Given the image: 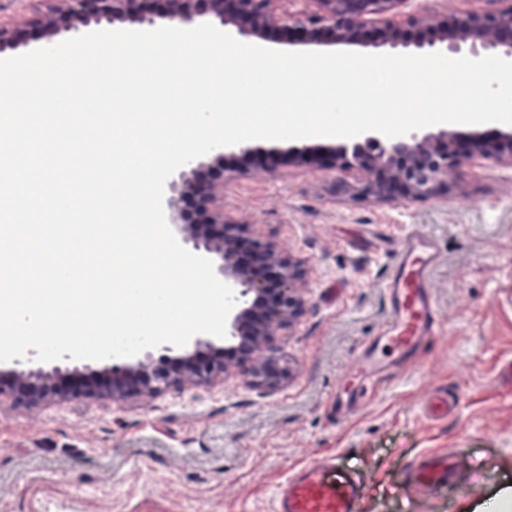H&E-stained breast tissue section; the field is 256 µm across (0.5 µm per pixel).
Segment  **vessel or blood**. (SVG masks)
<instances>
[{
	"instance_id": "1",
	"label": "vessel or blood",
	"mask_w": 512,
	"mask_h": 512,
	"mask_svg": "<svg viewBox=\"0 0 512 512\" xmlns=\"http://www.w3.org/2000/svg\"><path fill=\"white\" fill-rule=\"evenodd\" d=\"M437 261L431 239L414 230L401 237L386 285V324L357 356L352 386L356 396H364L388 375L391 359H413L437 332L441 320L431 294V272ZM334 465L329 458L292 471L277 488L275 512H357L361 488L353 482L336 485L328 481L327 472ZM455 467L453 457L427 453L412 466L410 479L440 489L448 485Z\"/></svg>"
}]
</instances>
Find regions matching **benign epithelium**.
<instances>
[{"label": "benign epithelium", "instance_id": "1", "mask_svg": "<svg viewBox=\"0 0 512 512\" xmlns=\"http://www.w3.org/2000/svg\"><path fill=\"white\" fill-rule=\"evenodd\" d=\"M56 5L38 22L42 31L72 28L76 18L96 22L123 17L152 23L154 17L169 25L191 28L202 16L235 25L247 37L273 35L288 43L361 44L396 49L439 45L457 54L469 49L479 58L489 51L512 60V0H486L489 8L458 13L453 21L440 19L435 9L420 8L416 0H299L305 7L280 13L279 0H54ZM430 30L428 43L413 41V30ZM243 177L277 173L272 151L234 145ZM303 160L331 172L356 178L360 197L381 204L448 200L450 177L467 163L489 162L512 168V133L460 134L446 128L426 133L413 131L388 138L365 135L349 145ZM222 166H212L182 183L172 208L184 218L178 225L184 241L197 250L216 254L224 281L240 289L246 301L235 307L227 324L233 339L230 358L211 357L210 342L200 336L167 357L153 362L146 350L132 364H114L105 377L55 366L14 373L0 383V401L35 408L61 400L108 399L114 403L152 397L171 388H207L232 376L252 386L276 389L288 380L280 340L305 310L301 264L277 247L256 237L250 225L224 211Z\"/></svg>", "mask_w": 512, "mask_h": 512}]
</instances>
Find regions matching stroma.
<instances>
[{"instance_id":"stroma-1","label":"stroma","mask_w":512,"mask_h":512,"mask_svg":"<svg viewBox=\"0 0 512 512\" xmlns=\"http://www.w3.org/2000/svg\"><path fill=\"white\" fill-rule=\"evenodd\" d=\"M340 144L260 141L279 153L278 174L224 186L226 211L305 271L306 308L283 342L288 382L2 403L0 512H272L280 481L323 455L336 458L332 480L363 483L360 512H512V382L498 376L512 357V169L467 164L447 201L375 204L299 157ZM411 229L439 248L441 328L418 366L337 416L357 352L383 329L393 254ZM438 390L461 402L434 421L424 403ZM430 452L462 460L447 490L407 481Z\"/></svg>"}]
</instances>
